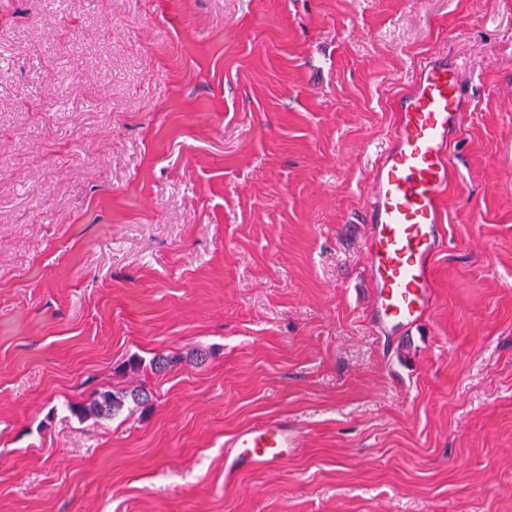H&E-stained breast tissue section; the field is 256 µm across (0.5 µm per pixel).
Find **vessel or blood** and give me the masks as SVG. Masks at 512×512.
Returning <instances> with one entry per match:
<instances>
[{
  "label": "vessel or blood",
  "instance_id": "1",
  "mask_svg": "<svg viewBox=\"0 0 512 512\" xmlns=\"http://www.w3.org/2000/svg\"><path fill=\"white\" fill-rule=\"evenodd\" d=\"M466 110L455 68L437 59L419 66L410 92L397 100L392 142L374 169L366 202L369 313L383 334L408 333L436 304L435 262L446 246L444 208L455 179L451 136L461 129ZM292 439L282 419L236 433L225 484L233 483L237 471L274 466Z\"/></svg>",
  "mask_w": 512,
  "mask_h": 512
}]
</instances>
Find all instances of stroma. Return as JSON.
Segmentation results:
<instances>
[{
  "mask_svg": "<svg viewBox=\"0 0 512 512\" xmlns=\"http://www.w3.org/2000/svg\"><path fill=\"white\" fill-rule=\"evenodd\" d=\"M432 57L469 110L388 337L359 217ZM0 512H512V0H0ZM128 395L136 401L148 400V394L143 388H134L129 393H100L89 404L71 407L70 410L72 414L77 415L81 419L90 416L100 418L112 417L123 407L125 398ZM292 432L288 421L273 419L236 433L230 444L224 464V484L234 482L237 471L255 467L270 468L288 453L292 446Z\"/></svg>",
  "mask_w": 512,
  "mask_h": 512,
  "instance_id": "35a3bbf8",
  "label": "stroma"
}]
</instances>
